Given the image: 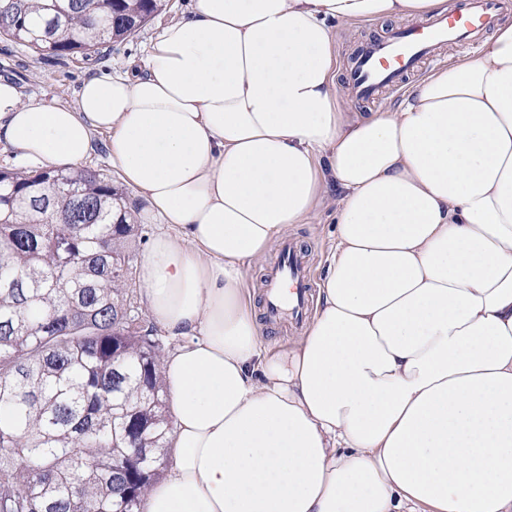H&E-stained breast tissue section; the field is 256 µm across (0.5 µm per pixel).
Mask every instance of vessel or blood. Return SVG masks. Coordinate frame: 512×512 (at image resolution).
Segmentation results:
<instances>
[{
	"label": "vessel or blood",
	"mask_w": 512,
	"mask_h": 512,
	"mask_svg": "<svg viewBox=\"0 0 512 512\" xmlns=\"http://www.w3.org/2000/svg\"><path fill=\"white\" fill-rule=\"evenodd\" d=\"M512 10V0H456L446 16L426 18L393 32L387 39L356 52L347 81L358 101L370 102L414 72L420 64L434 61L437 49L450 46L474 48L485 30L504 12ZM289 288V305L277 298L266 302L270 322H279L283 313L294 320L304 315L305 300L312 286L303 258L293 243L282 248V259L267 275L268 288Z\"/></svg>",
	"instance_id": "1"
}]
</instances>
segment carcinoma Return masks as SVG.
Instances as JSON below:
<instances>
[{"label": "carcinoma", "mask_w": 512, "mask_h": 512, "mask_svg": "<svg viewBox=\"0 0 512 512\" xmlns=\"http://www.w3.org/2000/svg\"><path fill=\"white\" fill-rule=\"evenodd\" d=\"M160 0H0L43 55L123 40ZM142 237L97 170H0V512H141L167 462L164 344L139 312Z\"/></svg>", "instance_id": "cac0c4a2"}]
</instances>
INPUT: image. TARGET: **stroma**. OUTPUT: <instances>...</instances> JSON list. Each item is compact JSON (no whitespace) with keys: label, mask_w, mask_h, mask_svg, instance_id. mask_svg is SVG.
<instances>
[{"label":"stroma","mask_w":512,"mask_h":512,"mask_svg":"<svg viewBox=\"0 0 512 512\" xmlns=\"http://www.w3.org/2000/svg\"><path fill=\"white\" fill-rule=\"evenodd\" d=\"M193 0H165L162 10L125 40L101 44L87 57H46L27 47L0 39V77L13 79L25 96L47 103L73 102L82 80L90 74H121L143 65L146 50L159 23L179 18ZM398 21L344 24L337 30L341 43L340 66L373 40L387 37L398 28ZM336 203L327 201L305 223L293 225L285 235L309 261L314 283H322L327 273V258L335 244Z\"/></svg>","instance_id":"stroma-1"}]
</instances>
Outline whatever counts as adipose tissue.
I'll return each mask as SVG.
<instances>
[{
  "label": "adipose tissue",
  "instance_id": "adipose-tissue-1",
  "mask_svg": "<svg viewBox=\"0 0 512 512\" xmlns=\"http://www.w3.org/2000/svg\"><path fill=\"white\" fill-rule=\"evenodd\" d=\"M450 0H196L143 70L74 104L0 78V137L36 168L106 135L171 228L140 262L173 463L141 512H512V22L394 110L341 106L335 23ZM336 187L302 335L271 350L243 268Z\"/></svg>",
  "mask_w": 512,
  "mask_h": 512
}]
</instances>
